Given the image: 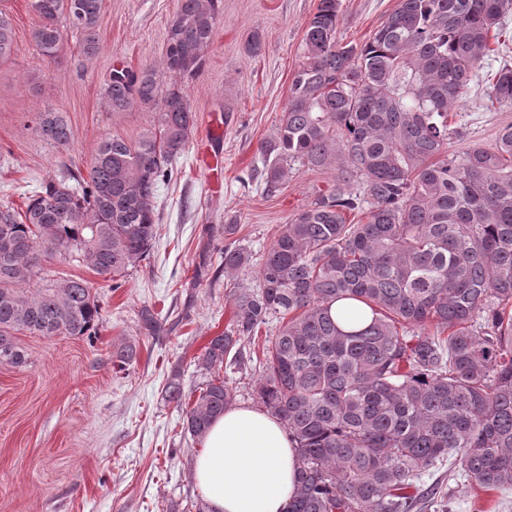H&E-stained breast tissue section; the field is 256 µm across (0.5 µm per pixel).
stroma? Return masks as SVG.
Wrapping results in <instances>:
<instances>
[{
  "label": "stroma",
  "instance_id": "obj_1",
  "mask_svg": "<svg viewBox=\"0 0 512 512\" xmlns=\"http://www.w3.org/2000/svg\"><path fill=\"white\" fill-rule=\"evenodd\" d=\"M319 0H221L220 23L202 71L184 82L196 125L186 150L173 162V178L157 191V236L150 255L112 288L90 267L55 258L56 275L85 279L97 290L102 322L96 336L22 335L28 364L0 365V512H189L201 491L194 480L200 441L182 432L180 408L166 402L165 384L180 373L188 399L206 376L195 359L211 336L223 332L232 304L225 295L218 250L224 227L261 258L279 225L336 182L335 169L294 165L280 193H263L259 145L276 132L292 73L303 61V37ZM399 0H341L336 38L369 39ZM179 0H103L101 50L91 59L79 37L63 29L62 58L40 56L31 40V0H0L15 31L14 52L0 62V204L23 210L42 183L86 175L103 138L137 141L155 122L154 109L136 105L111 111L104 88L115 66L133 71L160 66ZM259 34L262 50L246 44ZM512 66V15L479 78L449 116L450 151L494 144L512 123V110H491L486 89L496 71ZM66 112L68 148L37 135L31 121L46 109ZM224 123L214 146L223 187L212 190L198 159L213 118ZM162 325L144 335L142 309ZM136 347L135 359L116 371L118 346ZM425 484L453 491L451 512H512V492L471 488L439 468Z\"/></svg>",
  "mask_w": 512,
  "mask_h": 512
}]
</instances>
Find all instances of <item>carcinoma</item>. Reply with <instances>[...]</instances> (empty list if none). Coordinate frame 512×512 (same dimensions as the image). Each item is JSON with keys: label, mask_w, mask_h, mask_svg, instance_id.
<instances>
[{"label": "carcinoma", "mask_w": 512, "mask_h": 512, "mask_svg": "<svg viewBox=\"0 0 512 512\" xmlns=\"http://www.w3.org/2000/svg\"><path fill=\"white\" fill-rule=\"evenodd\" d=\"M102 2L31 0L39 54L60 58L63 22L96 56ZM511 12L512 0H400L359 46L336 40L340 0H319L309 21L258 178L273 195L298 163L335 168L336 184L279 227L254 287L239 225H224L233 311L197 357L210 378L191 404L180 373L165 386L184 433L202 440L236 400L220 370L256 362L253 396L295 443L286 512H448L438 487L422 488L445 461L478 489L512 491V125L490 149L448 152V112ZM219 13V0H180L161 69L113 70L112 111L158 109L136 142L106 137L76 185L46 183L22 212L0 204V365H27L20 335H96L102 306L87 281L33 286L56 255L108 282L150 254L158 185L171 180L196 121L177 85L161 90L159 73L197 76ZM14 38L1 10L0 62ZM489 101L512 108V67L495 73ZM32 122L49 144L69 146L66 113L47 109ZM356 210L366 221L347 223ZM339 301L355 302L351 316L331 314ZM274 318L262 356L245 358L242 338ZM134 357L124 345L113 367Z\"/></svg>", "instance_id": "carcinoma-1"}]
</instances>
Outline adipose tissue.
<instances>
[{
  "instance_id": "ef3b65f1",
  "label": "adipose tissue",
  "mask_w": 512,
  "mask_h": 512,
  "mask_svg": "<svg viewBox=\"0 0 512 512\" xmlns=\"http://www.w3.org/2000/svg\"><path fill=\"white\" fill-rule=\"evenodd\" d=\"M295 458L278 418L235 407L204 437L194 475L212 512H285L296 484Z\"/></svg>"
}]
</instances>
